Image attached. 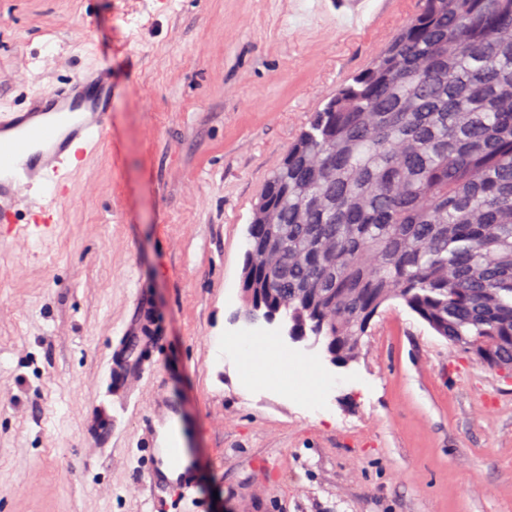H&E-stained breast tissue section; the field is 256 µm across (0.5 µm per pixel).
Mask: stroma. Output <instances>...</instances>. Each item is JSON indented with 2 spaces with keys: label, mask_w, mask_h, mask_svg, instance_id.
Segmentation results:
<instances>
[{
  "label": "stroma",
  "mask_w": 512,
  "mask_h": 512,
  "mask_svg": "<svg viewBox=\"0 0 512 512\" xmlns=\"http://www.w3.org/2000/svg\"><path fill=\"white\" fill-rule=\"evenodd\" d=\"M0 0V107L112 69V124L46 237L0 240V512H512V382L401 302L293 393L218 339L250 324L253 210L312 112L420 8L365 0ZM124 410L104 425V394ZM168 412L194 487L146 485Z\"/></svg>",
  "instance_id": "1"
}]
</instances>
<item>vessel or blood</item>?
Returning a JSON list of instances; mask_svg holds the SVG:
<instances>
[{"mask_svg":"<svg viewBox=\"0 0 512 512\" xmlns=\"http://www.w3.org/2000/svg\"><path fill=\"white\" fill-rule=\"evenodd\" d=\"M112 78L90 67L68 82L31 97L20 111L0 112V237H16L26 226L49 231L68 177L80 169L111 125ZM154 462L149 487H192V465L168 434L166 422L151 425ZM178 474L169 480L168 471Z\"/></svg>","mask_w":512,"mask_h":512,"instance_id":"vessel-or-blood-1","label":"vessel or blood"}]
</instances>
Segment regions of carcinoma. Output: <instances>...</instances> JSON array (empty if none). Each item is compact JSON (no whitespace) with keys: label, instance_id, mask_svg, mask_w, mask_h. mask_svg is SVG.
Instances as JSON below:
<instances>
[{"label":"carcinoma","instance_id":"1","mask_svg":"<svg viewBox=\"0 0 512 512\" xmlns=\"http://www.w3.org/2000/svg\"><path fill=\"white\" fill-rule=\"evenodd\" d=\"M253 213L260 305L325 353L357 358L399 299L483 363L512 362V0H422L314 112ZM284 257L251 266L270 237Z\"/></svg>","mask_w":512,"mask_h":512}]
</instances>
